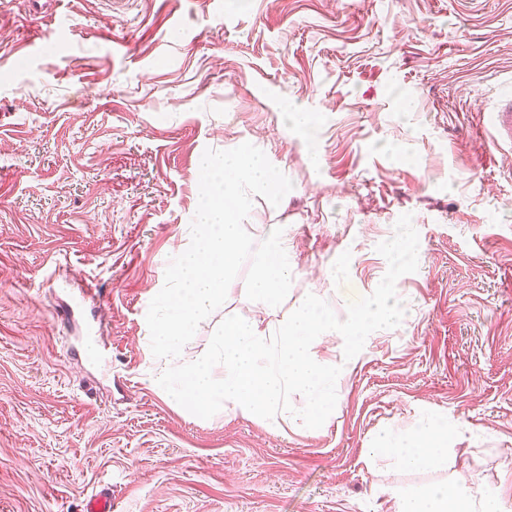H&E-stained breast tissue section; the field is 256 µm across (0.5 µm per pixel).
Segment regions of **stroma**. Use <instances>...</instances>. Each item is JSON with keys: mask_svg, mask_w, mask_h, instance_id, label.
Masks as SVG:
<instances>
[{"mask_svg": "<svg viewBox=\"0 0 512 512\" xmlns=\"http://www.w3.org/2000/svg\"><path fill=\"white\" fill-rule=\"evenodd\" d=\"M510 76L512 0H0V512H80L104 486L115 512H393L458 472L512 512V180L482 121ZM245 142L293 188L244 228L282 227L295 274L267 315L237 277L183 360L309 294L345 318L399 216L419 234L401 324L350 360L315 344L342 368L317 429L202 419L148 381L203 152ZM426 413L454 431L447 467L367 463Z\"/></svg>", "mask_w": 512, "mask_h": 512, "instance_id": "obj_1", "label": "stroma"}]
</instances>
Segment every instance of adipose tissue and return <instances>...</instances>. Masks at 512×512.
<instances>
[{
  "mask_svg": "<svg viewBox=\"0 0 512 512\" xmlns=\"http://www.w3.org/2000/svg\"><path fill=\"white\" fill-rule=\"evenodd\" d=\"M451 431L434 416L423 418L420 427L401 438L383 436L367 450L369 461L391 460L411 470H436L448 461ZM466 475L459 474L448 482L417 492L396 495V512H504L499 494H487L480 505H473Z\"/></svg>",
  "mask_w": 512,
  "mask_h": 512,
  "instance_id": "obj_1",
  "label": "adipose tissue"
}]
</instances>
